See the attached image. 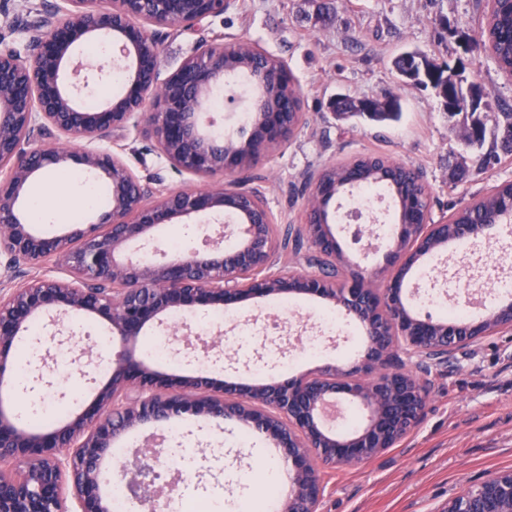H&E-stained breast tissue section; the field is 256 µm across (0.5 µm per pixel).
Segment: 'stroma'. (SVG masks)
Listing matches in <instances>:
<instances>
[{
  "label": "stroma",
  "mask_w": 512,
  "mask_h": 512,
  "mask_svg": "<svg viewBox=\"0 0 512 512\" xmlns=\"http://www.w3.org/2000/svg\"><path fill=\"white\" fill-rule=\"evenodd\" d=\"M233 0L223 14L196 30L168 36L162 43L161 71L170 73L194 55L201 44L227 47L250 44L279 58L290 70L301 101V121L293 133L268 146L247 174L246 188L257 190L277 231L299 223L312 183L326 167L374 153L419 170L433 216L474 202L503 182H512V155L494 168L473 167L471 151L461 140L463 116L449 117L432 89L406 83L393 66L404 51L417 50L450 64L464 63L468 82L480 86L483 100L512 105V76L501 71L485 51H467L480 41L489 14L488 0ZM47 0H0V49L29 52L25 20ZM224 93L236 94L242 106L225 111L216 105L224 135L237 136L249 115L243 106L254 88L246 78L227 80ZM401 99L400 122L377 124L337 119L329 108L336 95ZM154 194L233 184L230 176L199 178L173 172L144 127L114 130L106 142ZM436 291L455 295L466 305L468 290L512 276V223L500 225L481 247L448 248L428 272ZM333 305L315 298L289 301L257 298L242 303L226 318L207 311L193 318L191 330L212 324L236 352L247 373L235 376L220 366L196 364L178 355L158 360L162 372L203 371L217 380L255 383L276 364L288 378L327 362L347 367L364 343L359 326L337 317L335 328L321 318ZM287 336H315L318 351L301 354L285 346ZM431 392L416 428L395 447L356 468H324L319 512H442L448 499L492 474L512 469V332L495 334L456 352L448 367H431ZM199 445L196 478L187 492L221 500L224 512H237L242 498L260 496L268 469L277 456L267 454L259 434H244L231 422L196 419L172 424L168 447Z\"/></svg>",
  "instance_id": "stroma-1"
}]
</instances>
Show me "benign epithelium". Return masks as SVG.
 <instances>
[{"label":"benign epithelium","mask_w":512,"mask_h":512,"mask_svg":"<svg viewBox=\"0 0 512 512\" xmlns=\"http://www.w3.org/2000/svg\"><path fill=\"white\" fill-rule=\"evenodd\" d=\"M232 0H61L48 4L27 25L31 54L0 50V158L10 163L0 183V258L11 268L38 267L54 261L65 278H42L0 293V377L10 365L19 337L37 320L46 321L49 339L62 346L74 340L57 335L59 316H87L107 325L110 346L84 348L87 367L108 361V380L90 403L46 432H33L10 410L0 407V512H112L101 492L105 466L115 444L128 433L151 425L164 429L172 419L191 416L233 420L266 435L288 461V493L280 512H318L323 494L317 464L363 465L394 447L421 420L431 383L429 364L448 363L449 354L498 332L512 330V303H499L478 321H438L413 312L405 303L403 279L414 266L438 256L448 241L489 239L492 224H453L443 217L408 223L403 209L385 253L395 268L377 289L365 275L352 272L341 283L323 272L269 269L290 233L274 244L272 222L255 190L237 187L172 190L152 203L148 184L125 164L120 152L89 147L78 154L70 143L108 139L118 128L144 125L157 148L179 173L199 177L241 172L230 154L234 143L213 130V92L224 85V47L205 45L166 77H161L160 43L167 32L195 28L224 14ZM111 35L130 59L125 94L103 107L76 102L89 80L105 78L89 62L73 66L77 81L67 80L74 45L93 35ZM258 84L278 85V75L255 56L250 61ZM297 92L248 102L251 129L244 144L263 135L259 149L288 135L282 108ZM57 136L54 147L36 142ZM74 161L103 178L110 208L97 224H71L47 236L29 224L22 209L31 181L50 166ZM316 204L305 211L298 235L318 257L343 263V252L329 225L328 207L336 191L315 178ZM227 213L237 223L225 233L237 239L224 249V233L203 250L148 263L140 251L156 249V230L184 224L192 217ZM310 296L325 300L356 321L366 335L361 362L349 370L326 364L286 381L253 385L216 382L202 374H168L147 367L135 347L148 328L167 330L175 312L231 308L255 298ZM418 357L406 368L398 353ZM51 355L32 370L31 389L52 386L47 379ZM349 398L367 412L363 422L340 433L329 423L328 408ZM164 450L139 449L123 464L132 500L143 512H163L166 502L151 470ZM444 512H512V470L499 471L466 495L448 499Z\"/></svg>","instance_id":"benign-epithelium-1"}]
</instances>
